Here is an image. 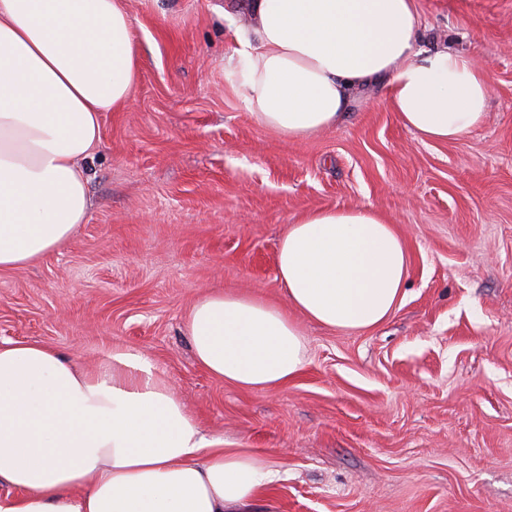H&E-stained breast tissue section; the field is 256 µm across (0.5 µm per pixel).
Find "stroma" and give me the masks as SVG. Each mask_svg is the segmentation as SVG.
<instances>
[{"label": "stroma", "instance_id": "obj_1", "mask_svg": "<svg viewBox=\"0 0 512 512\" xmlns=\"http://www.w3.org/2000/svg\"><path fill=\"white\" fill-rule=\"evenodd\" d=\"M231 0H125L134 99L105 113L90 210L59 250L0 271V341L95 369L147 359L211 436L262 452L257 512H512V0H417L423 49L482 62L485 123L421 141L363 91L343 121L284 142L249 112L229 62ZM371 205L409 254L382 325L306 321V365L244 390L195 361L194 300L224 289L285 306L280 238L308 208Z\"/></svg>", "mask_w": 512, "mask_h": 512}]
</instances>
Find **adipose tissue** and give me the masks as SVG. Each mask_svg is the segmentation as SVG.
I'll return each mask as SVG.
<instances>
[{
	"label": "adipose tissue",
	"mask_w": 512,
	"mask_h": 512,
	"mask_svg": "<svg viewBox=\"0 0 512 512\" xmlns=\"http://www.w3.org/2000/svg\"><path fill=\"white\" fill-rule=\"evenodd\" d=\"M234 68L259 123L295 142L336 126L383 80L387 103L421 139L479 127L486 70L419 49L417 0H247ZM138 82L123 0H0V270L68 242L89 213L83 167L101 115ZM409 256L371 206L312 208L280 239L286 304L211 291L185 322L196 362L244 389L281 387L306 361L288 309L344 332L399 307ZM274 472L255 451L207 437L151 364L116 352L97 370L55 349L0 345V512H253Z\"/></svg>",
	"instance_id": "ef3b65f1"
}]
</instances>
